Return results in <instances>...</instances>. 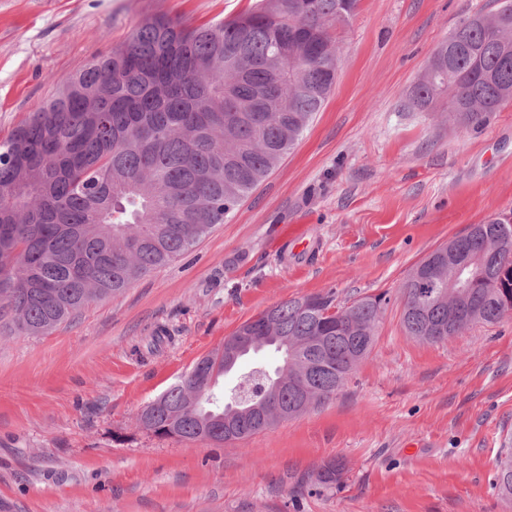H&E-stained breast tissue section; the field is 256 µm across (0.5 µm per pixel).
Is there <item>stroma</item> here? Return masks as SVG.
<instances>
[{
    "label": "stroma",
    "instance_id": "35a3bbf8",
    "mask_svg": "<svg viewBox=\"0 0 512 512\" xmlns=\"http://www.w3.org/2000/svg\"><path fill=\"white\" fill-rule=\"evenodd\" d=\"M257 0H0V141L136 24L238 16ZM497 0H358L332 30L336 83L277 167L195 247L42 336L0 332V512H512V316L408 336L401 282L512 209V103L481 127L409 89ZM299 227L307 250L283 254ZM387 294L370 354L318 407L244 441L153 435L142 406L244 321L294 297ZM342 462L339 485L319 470ZM511 444L499 455L497 468V481L495 487L498 495L506 500H512V448Z\"/></svg>",
    "mask_w": 512,
    "mask_h": 512
}]
</instances>
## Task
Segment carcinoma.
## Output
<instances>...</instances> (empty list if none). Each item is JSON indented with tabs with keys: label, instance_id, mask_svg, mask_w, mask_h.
<instances>
[{
	"label": "carcinoma",
	"instance_id": "carcinoma-1",
	"mask_svg": "<svg viewBox=\"0 0 512 512\" xmlns=\"http://www.w3.org/2000/svg\"><path fill=\"white\" fill-rule=\"evenodd\" d=\"M357 0H260L238 17L190 25L158 16L135 26L128 42L93 58L59 93L0 142V320L13 333L44 335L91 302L121 294L151 270L205 237L278 165L336 82L330 29ZM442 73L413 85L409 105L429 112L448 98L459 125L478 128L512 101V0L495 23L466 16L440 43ZM487 274L448 309V267L415 288L401 284L402 324L422 342L440 343L475 323L512 315V223L491 217L461 237ZM387 296L337 306L332 290L277 304L271 328L255 316L239 326L261 337L280 365L257 364L217 393L224 360L203 356L164 392L153 434L224 443V417L200 404L244 394L252 403L292 404L301 394L272 388L302 374L311 407L345 387L371 351ZM268 428L248 418L239 436ZM498 495L512 500V448L497 460ZM343 466L318 480L331 485Z\"/></svg>",
	"mask_w": 512,
	"mask_h": 512
}]
</instances>
